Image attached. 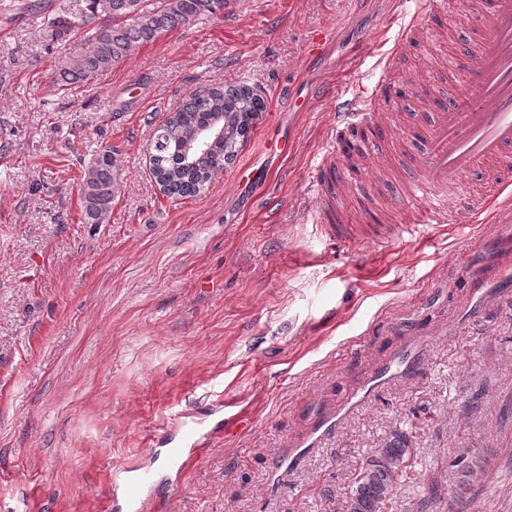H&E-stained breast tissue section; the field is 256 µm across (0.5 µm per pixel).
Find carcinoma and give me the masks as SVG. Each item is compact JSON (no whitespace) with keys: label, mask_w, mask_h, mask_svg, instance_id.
<instances>
[{"label":"carcinoma","mask_w":512,"mask_h":512,"mask_svg":"<svg viewBox=\"0 0 512 512\" xmlns=\"http://www.w3.org/2000/svg\"><path fill=\"white\" fill-rule=\"evenodd\" d=\"M227 0H89L87 26L89 49L82 55L62 60L60 83H85L106 73L139 45L155 41L164 32L224 13ZM50 28L62 39L73 31L75 22L55 16ZM264 101L247 86L215 84L205 97L189 95L184 104L154 129L152 173L168 186V194L180 197L205 192L214 169L229 164L247 126ZM207 128L213 133L208 150L197 148L195 137ZM121 186V173L114 150L104 148L83 173L81 204L83 223L105 224L112 213ZM414 449L406 434L393 431L362 462L347 493L344 512H393L398 502ZM483 468L476 458L463 466L464 479L452 496L462 499Z\"/></svg>","instance_id":"1"}]
</instances>
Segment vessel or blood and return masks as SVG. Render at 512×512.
Listing matches in <instances>:
<instances>
[{
	"label": "vessel or blood",
	"mask_w": 512,
	"mask_h": 512,
	"mask_svg": "<svg viewBox=\"0 0 512 512\" xmlns=\"http://www.w3.org/2000/svg\"><path fill=\"white\" fill-rule=\"evenodd\" d=\"M463 5L460 0H400L410 18L400 27L398 43L418 37L423 21H437ZM464 6L469 25L480 34L472 52L460 61L467 80L454 90L448 104L437 107L431 125L424 129L423 150L408 151L411 170L398 173L391 188L388 206L397 212L402 231L408 233L437 224L512 223V0H469ZM398 93V86L384 74L374 85L360 83L335 98L333 130L360 128L365 132L352 148L363 169L375 168L382 144L392 140L394 131L389 113L368 109L365 103ZM351 169L348 160L323 154L311 167L314 196L321 200L348 187ZM488 171L493 174L490 189L470 196L464 204L448 198V187ZM323 230L329 238L351 246L367 242L377 248L387 239L382 229L357 224L327 223ZM419 359L411 348L392 354L352 395V404L365 403L378 387L413 373ZM338 421L335 415L320 417L288 458L276 463L273 479H284L301 458L320 447ZM152 481L149 471L131 467L121 487L123 501L145 512L142 490Z\"/></svg>",
	"instance_id": "vessel-or-blood-1"
}]
</instances>
